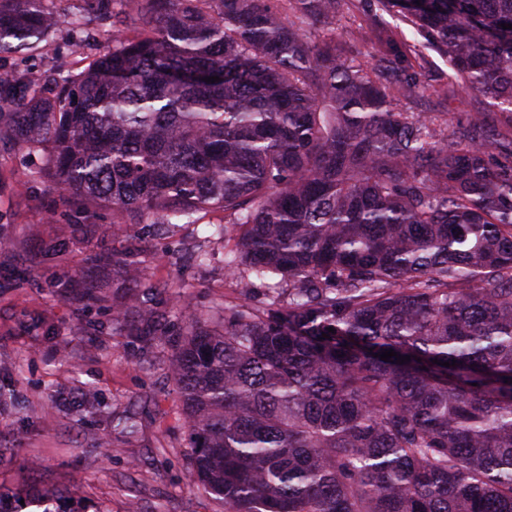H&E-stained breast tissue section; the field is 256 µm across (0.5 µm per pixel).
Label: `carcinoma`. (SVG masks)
<instances>
[{
	"instance_id": "cac0c4a2",
	"label": "carcinoma",
	"mask_w": 512,
	"mask_h": 512,
	"mask_svg": "<svg viewBox=\"0 0 512 512\" xmlns=\"http://www.w3.org/2000/svg\"><path fill=\"white\" fill-rule=\"evenodd\" d=\"M45 2L0 0V56L47 37ZM81 2L62 21L112 48L1 71L0 140L114 224L222 216L225 271L268 292L169 360L193 480L224 512H512V137L499 164L482 138L512 132V0H379L498 108L458 128L312 34L345 0ZM108 261L141 287L132 256H87Z\"/></svg>"
}]
</instances>
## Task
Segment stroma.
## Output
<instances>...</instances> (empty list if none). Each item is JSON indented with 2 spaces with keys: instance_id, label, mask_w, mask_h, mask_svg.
I'll return each instance as SVG.
<instances>
[{
  "instance_id": "1",
  "label": "stroma",
  "mask_w": 512,
  "mask_h": 512,
  "mask_svg": "<svg viewBox=\"0 0 512 512\" xmlns=\"http://www.w3.org/2000/svg\"><path fill=\"white\" fill-rule=\"evenodd\" d=\"M390 31L407 51L422 90L410 112H444L468 125L489 111L483 98L454 92L448 58L428 46L410 23L381 11L376 0H347L332 23L342 56L365 65L399 67L380 38ZM65 27L6 68L40 72L77 69ZM449 88L447 98L428 95ZM43 158L0 142V385L15 399L0 406V487L58 488L62 512H224L190 477L187 434L168 364L175 335L191 319H220L226 307L250 298L268 301L261 284L244 290L224 271V243L204 224L167 234L151 222L116 234L112 214H89L68 194L34 178ZM61 245L50 254V241ZM134 253L147 285L124 287L111 265L87 264L90 251ZM206 264H198L199 252ZM93 282L101 302L83 304ZM123 308L113 317V305ZM105 401L82 406L83 388Z\"/></svg>"
}]
</instances>
